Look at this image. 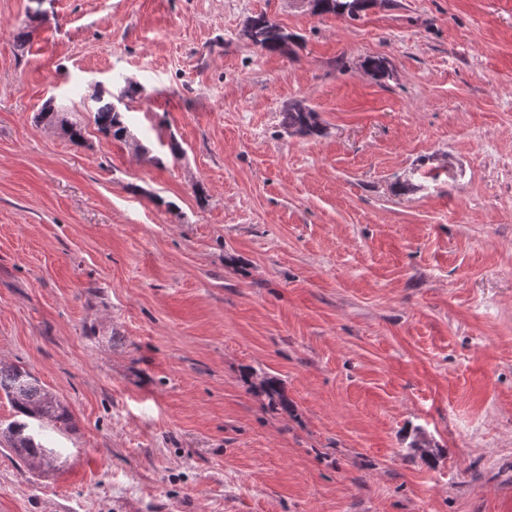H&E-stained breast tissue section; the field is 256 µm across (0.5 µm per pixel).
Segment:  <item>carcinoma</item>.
<instances>
[{
  "label": "carcinoma",
  "mask_w": 512,
  "mask_h": 512,
  "mask_svg": "<svg viewBox=\"0 0 512 512\" xmlns=\"http://www.w3.org/2000/svg\"><path fill=\"white\" fill-rule=\"evenodd\" d=\"M313 13L333 14L355 19L368 9L373 0H309ZM249 42L267 52H283L295 40L294 34L260 13L250 17L243 30ZM139 90L130 87L114 99L105 98V90H98L93 100L97 104L95 122L105 135L120 142L133 138L124 121L121 105ZM281 126L289 133L322 134L318 113L300 104H291L282 112ZM264 392L269 408L288 410L279 383L268 379ZM0 395L5 396L15 410V418L0 427V443L13 450L32 469L42 467V459H53L61 452L50 446L49 433L67 430L71 415L68 409L47 390L28 370L16 365L0 364Z\"/></svg>",
  "instance_id": "obj_1"
}]
</instances>
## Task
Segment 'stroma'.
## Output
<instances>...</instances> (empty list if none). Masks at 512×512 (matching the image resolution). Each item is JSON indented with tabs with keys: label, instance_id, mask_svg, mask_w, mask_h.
Returning <instances> with one entry per match:
<instances>
[{
	"label": "stroma",
	"instance_id": "35a3bbf8",
	"mask_svg": "<svg viewBox=\"0 0 512 512\" xmlns=\"http://www.w3.org/2000/svg\"><path fill=\"white\" fill-rule=\"evenodd\" d=\"M0 362L73 423L0 512H512V0H0ZM314 14H333L337 17L356 19L368 9L373 0H309ZM243 36L253 46L267 52L286 51L295 40L294 34L289 33L263 13L251 16L247 20ZM105 92L101 88L93 96V100L97 104L94 117L98 128L105 135L111 136L116 141L127 142L129 139H133V134L124 121L123 111L120 106L123 105L127 110L128 104L124 102L125 98L132 100L134 95L139 93V90L129 87L118 96L108 93L116 102L111 99H105ZM281 126L288 133L322 134L318 113L300 104H291L282 112Z\"/></svg>",
	"mask_w": 512,
	"mask_h": 512
}]
</instances>
